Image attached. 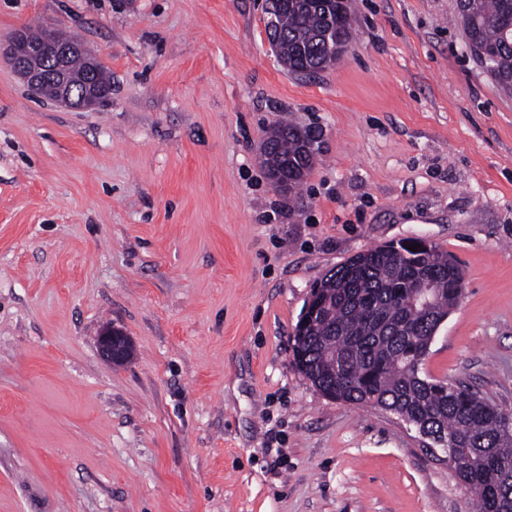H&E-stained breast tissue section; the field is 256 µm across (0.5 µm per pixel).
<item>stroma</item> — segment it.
<instances>
[{"instance_id": "obj_1", "label": "stroma", "mask_w": 512, "mask_h": 512, "mask_svg": "<svg viewBox=\"0 0 512 512\" xmlns=\"http://www.w3.org/2000/svg\"><path fill=\"white\" fill-rule=\"evenodd\" d=\"M262 2L0 0V46L47 26L112 76L76 111L0 59V512H476L443 452L321 395L292 344L328 271L423 236L465 272L424 373L512 413V94L457 0H349L312 75ZM288 122L319 135L297 193L259 160Z\"/></svg>"}]
</instances>
